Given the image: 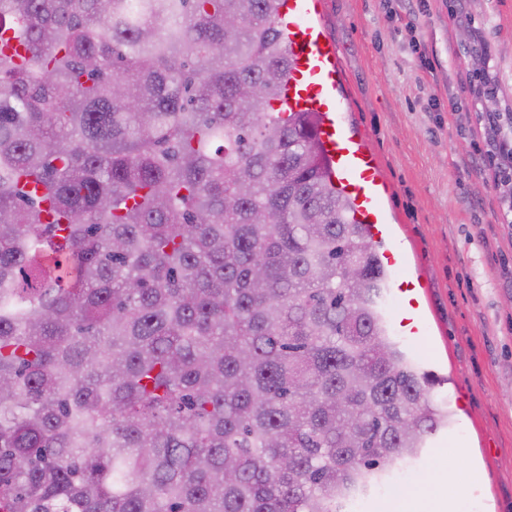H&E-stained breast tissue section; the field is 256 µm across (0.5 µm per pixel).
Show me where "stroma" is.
<instances>
[{"instance_id":"stroma-1","label":"stroma","mask_w":512,"mask_h":512,"mask_svg":"<svg viewBox=\"0 0 512 512\" xmlns=\"http://www.w3.org/2000/svg\"><path fill=\"white\" fill-rule=\"evenodd\" d=\"M348 127L378 155L391 223L423 285L426 335L399 338L447 403L439 443L406 467L462 512H512V223L492 178L494 134L472 91L458 30L482 42L512 106V0H320Z\"/></svg>"}]
</instances>
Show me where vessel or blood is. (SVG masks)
I'll return each mask as SVG.
<instances>
[{
  "instance_id": "vessel-or-blood-1",
  "label": "vessel or blood",
  "mask_w": 512,
  "mask_h": 512,
  "mask_svg": "<svg viewBox=\"0 0 512 512\" xmlns=\"http://www.w3.org/2000/svg\"><path fill=\"white\" fill-rule=\"evenodd\" d=\"M316 7L317 0H282L280 5L279 15L288 25L294 58L291 76L282 90V102L291 110L320 115L317 137L334 181L352 200L351 218L368 225L373 234L379 235L389 222L378 190L379 162L369 148L346 133L340 101L335 94L336 57L324 32L312 21ZM382 260L385 266L399 272L394 294L399 306L400 327L405 335H422L418 285L403 273V260L398 251L387 249Z\"/></svg>"
}]
</instances>
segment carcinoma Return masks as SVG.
Segmentation results:
<instances>
[{"label":"carcinoma","instance_id":"1","mask_svg":"<svg viewBox=\"0 0 512 512\" xmlns=\"http://www.w3.org/2000/svg\"><path fill=\"white\" fill-rule=\"evenodd\" d=\"M278 2L0 0V512H350L448 426Z\"/></svg>","mask_w":512,"mask_h":512}]
</instances>
